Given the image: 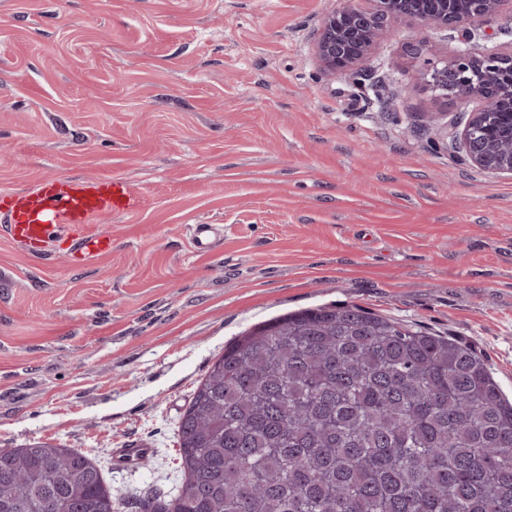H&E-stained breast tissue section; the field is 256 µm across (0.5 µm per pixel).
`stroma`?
<instances>
[{
    "label": "stroma",
    "mask_w": 512,
    "mask_h": 512,
    "mask_svg": "<svg viewBox=\"0 0 512 512\" xmlns=\"http://www.w3.org/2000/svg\"><path fill=\"white\" fill-rule=\"evenodd\" d=\"M336 0H0V207L48 176L112 177L133 208L75 265L0 236V448L88 453L125 495L173 497L178 425L226 344L348 304L470 345L512 399V179L446 143L460 100L417 77L512 46V15L467 33L406 23L352 74L313 43ZM192 224L224 239L196 253ZM152 449L118 467L112 451Z\"/></svg>",
    "instance_id": "1"
}]
</instances>
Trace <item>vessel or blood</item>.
<instances>
[{
    "mask_svg": "<svg viewBox=\"0 0 512 512\" xmlns=\"http://www.w3.org/2000/svg\"><path fill=\"white\" fill-rule=\"evenodd\" d=\"M135 199L112 178L88 181L63 176L42 179L33 189L11 194L0 211V232L22 252L32 257L50 258L57 242L73 235V261L86 263L112 251V237L106 232H90L86 226L113 211L126 210ZM224 229L219 224H194L190 241L195 252L214 250Z\"/></svg>",
    "mask_w": 512,
    "mask_h": 512,
    "instance_id": "b4317fda",
    "label": "vessel or blood"
}]
</instances>
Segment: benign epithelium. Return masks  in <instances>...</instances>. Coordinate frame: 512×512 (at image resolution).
Instances as JSON below:
<instances>
[{
	"instance_id": "1",
	"label": "benign epithelium",
	"mask_w": 512,
	"mask_h": 512,
	"mask_svg": "<svg viewBox=\"0 0 512 512\" xmlns=\"http://www.w3.org/2000/svg\"><path fill=\"white\" fill-rule=\"evenodd\" d=\"M506 7L512 9V0H337L323 18L314 55L325 76L349 74L400 23L454 31L499 15ZM409 48L421 62L418 78L423 84L442 98L456 93L465 102H476L447 126L450 148L487 174L512 178V140L495 133L504 124L512 126V113L501 112L504 104H512V83L499 77L503 65L512 64V47L480 53L468 48L443 62L428 57L421 37Z\"/></svg>"
}]
</instances>
